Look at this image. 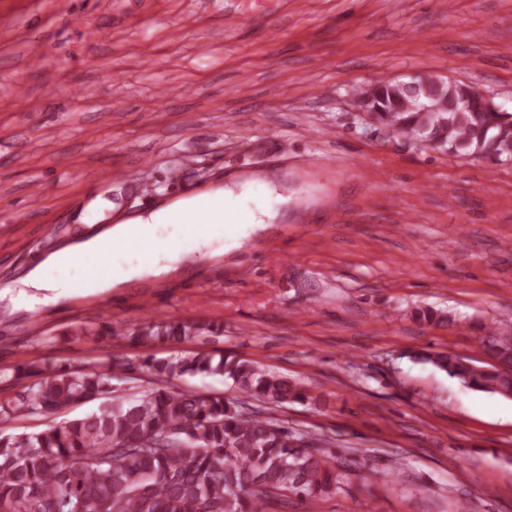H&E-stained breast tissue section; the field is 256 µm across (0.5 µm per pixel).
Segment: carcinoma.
<instances>
[{"label": "carcinoma", "mask_w": 512, "mask_h": 512, "mask_svg": "<svg viewBox=\"0 0 512 512\" xmlns=\"http://www.w3.org/2000/svg\"><path fill=\"white\" fill-rule=\"evenodd\" d=\"M361 105L384 109L386 125L402 137L431 142L453 153L467 151L494 161L512 159V112H489L470 84L438 75L410 89L380 78L362 91ZM438 111L424 109L435 99ZM218 327L196 322H143L125 329L135 342L199 340ZM493 361L481 371L453 354H427L449 377L475 390L512 392V330L489 327L480 338ZM153 387L135 399L116 395L118 371L73 370L30 363L15 377L37 381L0 400L3 419L46 416L86 400H102L92 413L18 435L0 433V512H278L291 497L316 508L319 500L371 473L300 432L276 425L239 400L179 389L185 375L223 376L246 398L279 405L302 398L292 382L248 360L190 357L139 363Z\"/></svg>", "instance_id": "obj_1"}]
</instances>
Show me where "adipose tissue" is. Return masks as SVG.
Masks as SVG:
<instances>
[{
    "label": "adipose tissue",
    "instance_id": "adipose-tissue-1",
    "mask_svg": "<svg viewBox=\"0 0 512 512\" xmlns=\"http://www.w3.org/2000/svg\"><path fill=\"white\" fill-rule=\"evenodd\" d=\"M197 198L167 202L154 210L138 214L120 223L105 226L99 233L74 239L39 263L28 269L12 284L0 289V302L11 311L23 309L28 303L49 304L56 302L62 290L67 288L65 271L80 259H103L105 268L96 277H84L79 286L95 294H103L125 284L149 277H157L178 270L179 266L194 261L217 236L223 237L228 248L240 246L250 232L265 228L278 217L277 211L260 209L251 212L245 224L224 223L219 214H212L208 226L184 224L182 214L186 209L197 207ZM183 223L182 235L174 241L156 236L162 224ZM146 228L153 236L152 259L135 264L116 263L114 254L118 245L129 243L135 228Z\"/></svg>",
    "mask_w": 512,
    "mask_h": 512
}]
</instances>
